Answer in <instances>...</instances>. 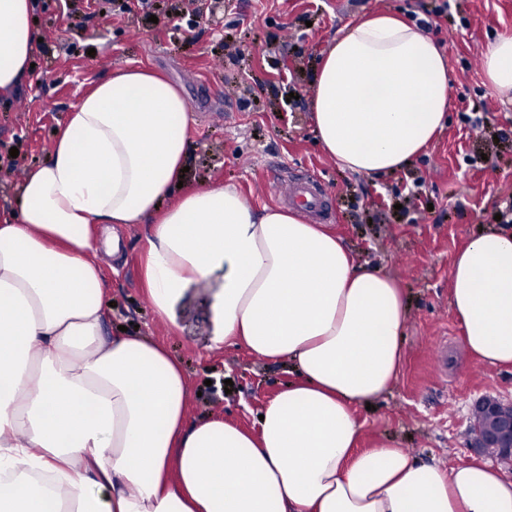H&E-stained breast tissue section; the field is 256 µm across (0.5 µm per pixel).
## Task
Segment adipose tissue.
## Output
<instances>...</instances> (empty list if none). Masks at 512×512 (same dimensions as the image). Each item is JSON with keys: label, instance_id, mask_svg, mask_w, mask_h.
Instances as JSON below:
<instances>
[{"label": "adipose tissue", "instance_id": "obj_1", "mask_svg": "<svg viewBox=\"0 0 512 512\" xmlns=\"http://www.w3.org/2000/svg\"><path fill=\"white\" fill-rule=\"evenodd\" d=\"M34 0H0V94L25 74ZM485 76L512 95V35ZM448 63L414 24L349 27L311 88L322 151L363 176L409 165L448 122ZM191 108L144 68L82 94L29 171L20 213L0 217V512H512L506 465L423 463L384 443L358 450V405L402 365L407 306L336 233L294 209L255 210L217 186L158 202L184 167ZM147 224L144 279L158 318L220 276L219 344L300 369L257 432L188 420L185 374L164 347L105 332L95 224ZM452 308L477 362L512 365V229L457 252Z\"/></svg>", "mask_w": 512, "mask_h": 512}]
</instances>
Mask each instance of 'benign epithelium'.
<instances>
[{"mask_svg":"<svg viewBox=\"0 0 512 512\" xmlns=\"http://www.w3.org/2000/svg\"><path fill=\"white\" fill-rule=\"evenodd\" d=\"M474 411L482 423L470 429L471 453L482 456L487 449L494 448L499 458L512 462V402L483 397Z\"/></svg>","mask_w":512,"mask_h":512,"instance_id":"1","label":"benign epithelium"}]
</instances>
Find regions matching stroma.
I'll return each instance as SVG.
<instances>
[{
  "label": "stroma",
  "mask_w": 512,
  "mask_h": 512,
  "mask_svg": "<svg viewBox=\"0 0 512 512\" xmlns=\"http://www.w3.org/2000/svg\"><path fill=\"white\" fill-rule=\"evenodd\" d=\"M37 0L34 68L0 97V210L18 203L25 173L49 158L56 130L84 91L113 70L140 66L177 84L195 117L184 190L231 185L255 209L275 206L280 168L310 170L331 192V227L359 263L390 274L408 303L403 364L373 409L357 406L361 448L388 441L423 462H469V417L480 397L512 400V367L475 362L451 306L450 270L474 233L496 227L512 199V101L484 72L483 52L512 35V0ZM203 14L194 39L170 18ZM383 12L429 16L427 34L451 71L448 124L423 154L378 178L339 169L315 142L310 91L319 62L343 30ZM243 56H235V47ZM484 117L473 130L463 117ZM18 149L11 157L10 149ZM120 256L101 251L109 334L134 329L165 346L185 369L188 416L220 415L258 426L263 403L291 379L285 362L242 347H215L211 303L220 284L192 285L174 308L175 326L154 314L142 280L145 227L119 226ZM447 339L443 373L429 353ZM232 389H225V380Z\"/></svg>",
  "instance_id": "1"
}]
</instances>
